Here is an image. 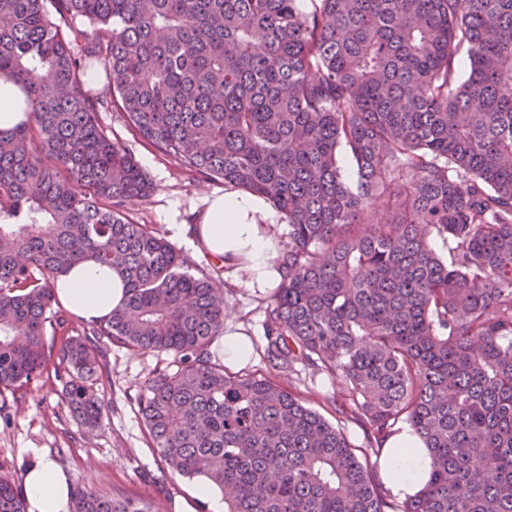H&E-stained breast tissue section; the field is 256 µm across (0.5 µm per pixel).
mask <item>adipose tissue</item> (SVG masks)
I'll list each match as a JSON object with an SVG mask.
<instances>
[{"label":"adipose tissue","mask_w":512,"mask_h":512,"mask_svg":"<svg viewBox=\"0 0 512 512\" xmlns=\"http://www.w3.org/2000/svg\"><path fill=\"white\" fill-rule=\"evenodd\" d=\"M281 216L252 194L228 190L205 197L194 243L201 253L234 265L247 287L270 288L280 280L271 258L276 241L270 230ZM58 300L88 320L107 318L123 301L125 286L113 269L82 262L61 273L55 282ZM378 466L392 494L405 498L426 483L431 459L420 438L403 429L388 438ZM28 512H69L70 483L48 459L35 458L25 472Z\"/></svg>","instance_id":"ef3b65f1"}]
</instances>
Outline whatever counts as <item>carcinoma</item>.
Instances as JSON below:
<instances>
[{
    "instance_id": "cac0c4a2",
    "label": "carcinoma",
    "mask_w": 512,
    "mask_h": 512,
    "mask_svg": "<svg viewBox=\"0 0 512 512\" xmlns=\"http://www.w3.org/2000/svg\"><path fill=\"white\" fill-rule=\"evenodd\" d=\"M91 57L109 98L85 90ZM1 80L27 119L0 130V391L51 370L94 428L104 349L167 353L137 397L151 448L226 512H512V0H0ZM114 104L158 155L283 215L265 358L343 380L336 422L212 361L224 292L128 214L154 186L96 122ZM86 261L126 296L75 322L53 283ZM403 425L432 465L399 507L359 454ZM71 494L72 512H156ZM0 512H25L1 475Z\"/></svg>"
}]
</instances>
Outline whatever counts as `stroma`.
Returning <instances> with one entry per match:
<instances>
[{
  "label": "stroma",
  "instance_id": "1",
  "mask_svg": "<svg viewBox=\"0 0 512 512\" xmlns=\"http://www.w3.org/2000/svg\"><path fill=\"white\" fill-rule=\"evenodd\" d=\"M96 120L108 138L130 151L155 186L148 199L129 205V214L136 221L153 225L198 266L210 268L211 259L195 251L189 227L200 213L203 199L224 191L223 180L192 179L174 160L159 156L135 139L118 111L97 113ZM175 211L180 217L173 224L169 217ZM216 285L224 291L225 327L245 333L254 345L244 371L268 374L264 321L271 292L246 288L242 274L229 267L220 272ZM104 360L99 387L104 404L103 422L94 430L86 429L69 412L54 379L35 381L23 396L8 391L0 393V474L16 485H23L25 465L38 453L65 472L72 485L115 498L159 502L166 505V512H175L174 502L191 499L193 482L171 476L165 463L150 448L136 402L145 380L156 369L170 365L172 358L164 353L113 346L105 349ZM280 381L296 389L327 419H334L330 402L344 392L341 380L313 373L300 365L291 374L281 376ZM191 501L194 512H212L211 500Z\"/></svg>",
  "mask_w": 512,
  "mask_h": 512
}]
</instances>
